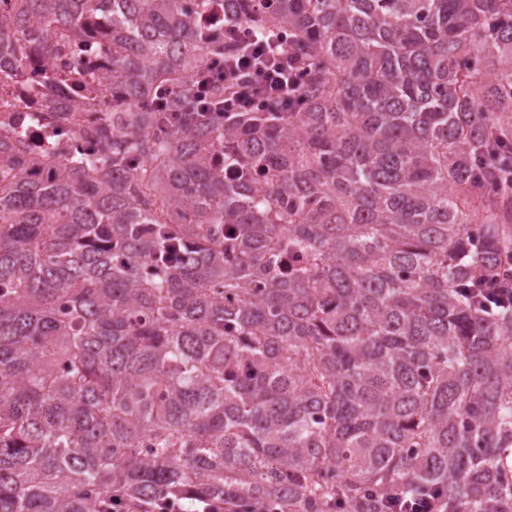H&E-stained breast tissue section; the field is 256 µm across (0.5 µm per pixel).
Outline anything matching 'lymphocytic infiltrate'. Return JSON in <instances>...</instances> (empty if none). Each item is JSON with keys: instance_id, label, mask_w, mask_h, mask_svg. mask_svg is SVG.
<instances>
[{"instance_id": "1", "label": "lymphocytic infiltrate", "mask_w": 512, "mask_h": 512, "mask_svg": "<svg viewBox=\"0 0 512 512\" xmlns=\"http://www.w3.org/2000/svg\"><path fill=\"white\" fill-rule=\"evenodd\" d=\"M238 46L229 59L214 61L196 73L194 84L201 105L213 103V90L225 86V111L261 110L268 102L281 111L292 108V95L307 79L309 65L292 54L284 40H270L250 29L231 32Z\"/></svg>"}]
</instances>
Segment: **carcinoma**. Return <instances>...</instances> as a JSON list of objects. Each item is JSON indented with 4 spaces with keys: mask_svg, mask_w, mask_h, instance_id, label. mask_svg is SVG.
<instances>
[{
    "mask_svg": "<svg viewBox=\"0 0 512 512\" xmlns=\"http://www.w3.org/2000/svg\"><path fill=\"white\" fill-rule=\"evenodd\" d=\"M18 2L0 61L105 46L112 119L0 132V512H512V0ZM237 27L296 111L198 114Z\"/></svg>",
    "mask_w": 512,
    "mask_h": 512,
    "instance_id": "1",
    "label": "carcinoma"
}]
</instances>
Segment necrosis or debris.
Instances as JSON below:
<instances>
[{"label":"necrosis or debris","instance_id":"necrosis-or-debris-1","mask_svg":"<svg viewBox=\"0 0 512 512\" xmlns=\"http://www.w3.org/2000/svg\"><path fill=\"white\" fill-rule=\"evenodd\" d=\"M12 65L19 77L0 83V127L25 139L35 132L52 139L51 149L58 155H92L93 145L85 129L112 115V79L107 58L92 45L77 43L61 31L54 38L51 60L19 55ZM49 70L57 75L80 72L79 85L67 88L63 94L64 99L77 102L80 120L61 113L53 125H46L43 110L52 107L54 99L45 95L41 76Z\"/></svg>","mask_w":512,"mask_h":512}]
</instances>
